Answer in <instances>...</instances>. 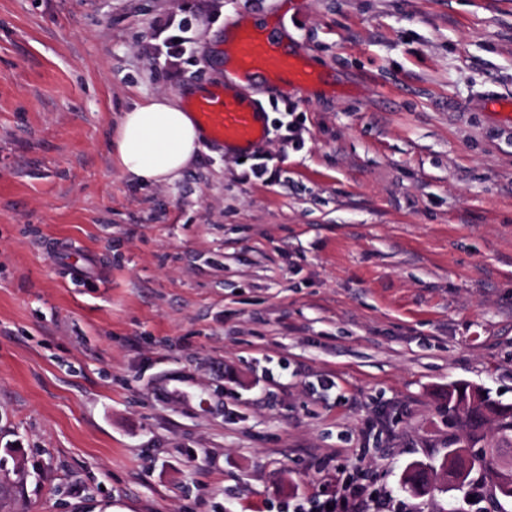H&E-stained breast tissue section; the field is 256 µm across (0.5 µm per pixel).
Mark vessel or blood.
<instances>
[{"mask_svg":"<svg viewBox=\"0 0 512 512\" xmlns=\"http://www.w3.org/2000/svg\"><path fill=\"white\" fill-rule=\"evenodd\" d=\"M224 60L242 81L260 75L287 95L305 92L317 79L302 66L299 56L281 48L272 32L239 30L225 39ZM186 104L211 144L246 152L269 134L258 105L246 98L228 96L223 88L188 97Z\"/></svg>","mask_w":512,"mask_h":512,"instance_id":"vessel-or-blood-1","label":"vessel or blood"}]
</instances>
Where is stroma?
Returning <instances> with one entry per match:
<instances>
[{
    "label": "stroma",
    "mask_w": 512,
    "mask_h": 512,
    "mask_svg": "<svg viewBox=\"0 0 512 512\" xmlns=\"http://www.w3.org/2000/svg\"><path fill=\"white\" fill-rule=\"evenodd\" d=\"M254 20L319 80L244 86L252 153L125 177L122 112L222 83ZM498 96L512 0H0V512H473L400 484L463 433L449 385L512 404ZM365 503L366 500L361 494L351 498L339 495L322 501L317 510L318 512H368L364 509ZM327 506L332 507V510H328Z\"/></svg>",
    "instance_id": "35a3bbf8"
}]
</instances>
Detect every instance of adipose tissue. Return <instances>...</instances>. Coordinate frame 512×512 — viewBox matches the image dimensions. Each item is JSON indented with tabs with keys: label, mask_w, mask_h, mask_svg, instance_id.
Here are the masks:
<instances>
[{
	"label": "adipose tissue",
	"mask_w": 512,
	"mask_h": 512,
	"mask_svg": "<svg viewBox=\"0 0 512 512\" xmlns=\"http://www.w3.org/2000/svg\"><path fill=\"white\" fill-rule=\"evenodd\" d=\"M201 139L202 131L192 116L161 95L134 105L119 117L115 157L130 179L166 182L189 165Z\"/></svg>",
	"instance_id": "ef3b65f1"
}]
</instances>
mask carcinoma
<instances>
[{
	"mask_svg": "<svg viewBox=\"0 0 512 512\" xmlns=\"http://www.w3.org/2000/svg\"><path fill=\"white\" fill-rule=\"evenodd\" d=\"M448 412L465 430L462 439L448 440V454L439 465L414 464L404 477V488L417 496L429 494L435 483L448 480L464 487L469 476L479 472L490 479L496 498L512 500V405H504L483 389L458 384L448 392ZM496 423L489 436L485 426Z\"/></svg>",
	"mask_w": 512,
	"mask_h": 512,
	"instance_id": "cac0c4a2",
	"label": "carcinoma"
}]
</instances>
